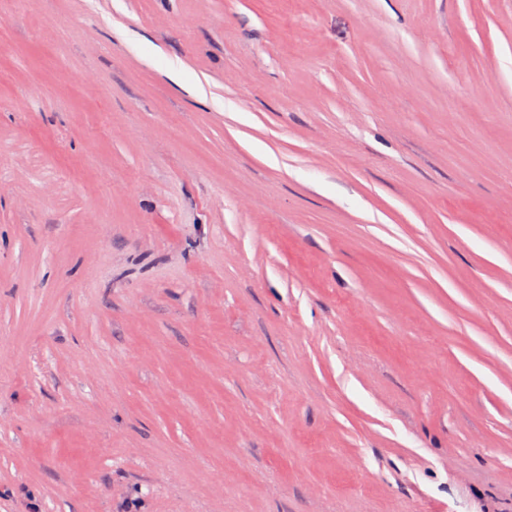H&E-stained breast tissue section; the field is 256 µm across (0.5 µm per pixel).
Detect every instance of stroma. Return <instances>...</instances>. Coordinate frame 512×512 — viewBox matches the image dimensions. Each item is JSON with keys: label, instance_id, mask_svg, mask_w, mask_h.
<instances>
[{"label": "stroma", "instance_id": "1", "mask_svg": "<svg viewBox=\"0 0 512 512\" xmlns=\"http://www.w3.org/2000/svg\"><path fill=\"white\" fill-rule=\"evenodd\" d=\"M0 512H512V0H0Z\"/></svg>", "mask_w": 512, "mask_h": 512}]
</instances>
